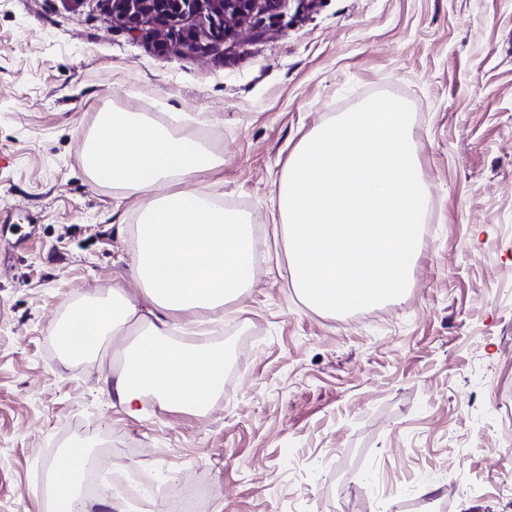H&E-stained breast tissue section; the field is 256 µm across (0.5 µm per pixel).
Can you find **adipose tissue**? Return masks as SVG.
Listing matches in <instances>:
<instances>
[{"mask_svg":"<svg viewBox=\"0 0 512 512\" xmlns=\"http://www.w3.org/2000/svg\"><path fill=\"white\" fill-rule=\"evenodd\" d=\"M84 157L95 181H106L123 196L141 199L138 248L133 271L145 300L124 293L105 301H70V328L88 329L92 342L70 338L74 354L133 325L138 338L113 388L129 415H138L144 393L194 411L224 388V356L175 339V314L219 311L248 288L244 272L252 256L251 220L225 210L209 195L192 190L199 173L221 160L203 141L153 124L135 112L104 113L88 137ZM87 448L68 449L67 462L48 472L55 512H74L79 503L78 475Z\"/></svg>","mask_w":512,"mask_h":512,"instance_id":"1","label":"adipose tissue"}]
</instances>
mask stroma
<instances>
[{
	"mask_svg": "<svg viewBox=\"0 0 512 512\" xmlns=\"http://www.w3.org/2000/svg\"><path fill=\"white\" fill-rule=\"evenodd\" d=\"M376 93L407 101L433 196L406 293L326 314L296 293L274 223L288 157ZM179 114L223 166L194 189L247 214L262 262L191 343L226 350L196 413L106 386L133 327L86 357L52 336L70 300H141L140 203L94 182L102 112ZM196 483L201 512H512V0H284L275 19L160 56L101 0H0V512H42L73 442Z\"/></svg>",
	"mask_w": 512,
	"mask_h": 512,
	"instance_id": "obj_1",
	"label": "stroma"
}]
</instances>
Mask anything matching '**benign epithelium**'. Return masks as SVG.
<instances>
[{"label": "benign epithelium", "instance_id": "1", "mask_svg": "<svg viewBox=\"0 0 512 512\" xmlns=\"http://www.w3.org/2000/svg\"><path fill=\"white\" fill-rule=\"evenodd\" d=\"M112 21L139 36L158 54L193 48L201 37L233 36L254 14H275L283 0H103ZM200 19L183 29L187 16Z\"/></svg>", "mask_w": 512, "mask_h": 512}]
</instances>
